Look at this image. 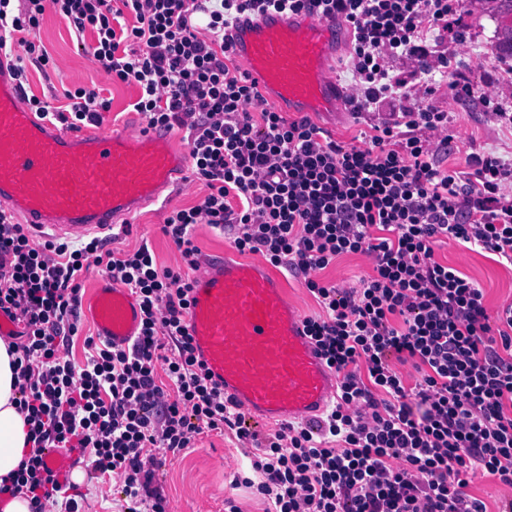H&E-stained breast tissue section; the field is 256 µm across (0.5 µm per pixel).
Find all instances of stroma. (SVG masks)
Here are the masks:
<instances>
[{"label":"stroma","instance_id":"1","mask_svg":"<svg viewBox=\"0 0 512 512\" xmlns=\"http://www.w3.org/2000/svg\"><path fill=\"white\" fill-rule=\"evenodd\" d=\"M510 24L512 14L500 0H478L475 10L461 11L454 30L437 43L438 53L448 59L446 73L436 74L428 86L416 78L411 81L415 98L432 99L448 113L447 126L433 132L431 138L450 139L449 167L467 169L469 158L484 152L512 161V129L496 115L500 108L512 113V80L501 78L507 63L500 59L496 48L500 28ZM30 38L46 47L52 62L44 68L29 66L27 94L60 106L64 103V90L94 86L111 102L110 112L103 115L101 130L120 131L140 122V115L131 109L139 96L138 87L113 79L79 51L74 33L59 16L46 13ZM460 73L486 91L491 103L476 96H455L450 84ZM206 193L204 183L191 170H184L176 176L166 201L146 206L132 216L127 231L114 241V249L131 250L144 243L159 267H182L181 254L163 233L162 225L170 212L198 204ZM434 258L482 288L489 314L512 303L511 264L448 239L437 243ZM371 273L372 266L365 256L346 254L322 270L320 276L336 287L349 289ZM161 460L158 477L167 495L168 512H228L232 507L237 512H266L263 499L252 489L232 484L235 477L252 474L250 462L235 439L205 432L196 436L193 447L164 454ZM72 480L83 494L80 512H120L121 503L111 477L98 475L87 464L74 470Z\"/></svg>","mask_w":512,"mask_h":512}]
</instances>
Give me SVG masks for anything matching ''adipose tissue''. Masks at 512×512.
<instances>
[{
	"label": "adipose tissue",
	"instance_id": "ef3b65f1",
	"mask_svg": "<svg viewBox=\"0 0 512 512\" xmlns=\"http://www.w3.org/2000/svg\"><path fill=\"white\" fill-rule=\"evenodd\" d=\"M7 340L0 338V479L14 472L30 452L28 425L19 407L13 361Z\"/></svg>",
	"mask_w": 512,
	"mask_h": 512
}]
</instances>
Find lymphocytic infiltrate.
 Here are the masks:
<instances>
[{"mask_svg": "<svg viewBox=\"0 0 512 512\" xmlns=\"http://www.w3.org/2000/svg\"><path fill=\"white\" fill-rule=\"evenodd\" d=\"M269 9L348 27L357 117L399 105L367 146L305 115L253 109L259 94L230 66L224 32ZM458 10L459 0H0V56L17 82L50 61L27 38L50 11L93 63L139 87L133 109L148 125L187 131L192 172L208 192L171 212L164 233L190 266L193 233L206 224L232 231L238 252L303 276L321 308L306 330L339 379L325 423L259 432L195 353L190 278L158 268L145 245L116 252L96 236L34 244L0 210V317L20 327L14 364L31 443L0 495L26 494L31 512L54 503L79 512L44 460L47 448H76L99 475H115L123 512H167L159 453L210 430L255 450L266 512H487L467 492L478 473L507 487L498 512H512V303L489 315L482 289L434 258L451 238L512 264V163L486 153L448 168L449 139H431L447 111L413 100L384 64L403 57L430 74L433 43ZM63 97L60 107L27 102L71 130L110 109L93 87ZM348 253L366 255L372 275L349 290L324 282L321 271ZM93 265L135 293L143 319L127 348L86 337L78 366L59 352L78 332L81 279ZM397 362L417 372L413 388Z\"/></svg>", "mask_w": 512, "mask_h": 512, "instance_id": "lymphocytic-infiltrate-1", "label": "lymphocytic infiltrate"}]
</instances>
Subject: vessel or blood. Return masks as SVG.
I'll list each match as a JSON object with an SVG mask.
<instances>
[{"label":"vessel or blood","mask_w":512,"mask_h":512,"mask_svg":"<svg viewBox=\"0 0 512 512\" xmlns=\"http://www.w3.org/2000/svg\"><path fill=\"white\" fill-rule=\"evenodd\" d=\"M343 29L304 12L245 14L229 31V56L254 83L260 106L350 112L348 92L332 77L337 56L351 48ZM185 163L163 128L58 130L26 107L13 76L0 66V204L34 232L79 239L125 224L161 199ZM191 283L187 324L196 353L245 421L320 419L336 400L338 379L281 276L227 254L200 260ZM83 315L112 345L129 346L138 336L139 305L111 279L94 286ZM45 461L65 482L79 455L51 448Z\"/></svg>","instance_id":"1"}]
</instances>
